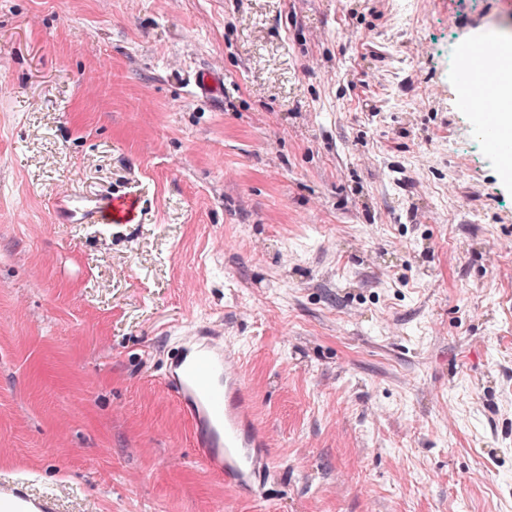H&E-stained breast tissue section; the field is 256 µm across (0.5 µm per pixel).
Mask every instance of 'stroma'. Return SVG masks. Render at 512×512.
<instances>
[{"mask_svg":"<svg viewBox=\"0 0 512 512\" xmlns=\"http://www.w3.org/2000/svg\"><path fill=\"white\" fill-rule=\"evenodd\" d=\"M493 23L512 0H0V478L60 512H512V172L452 51ZM66 190L134 217L59 221ZM211 328L270 436L253 495L163 384Z\"/></svg>","mask_w":512,"mask_h":512,"instance_id":"stroma-1","label":"stroma"}]
</instances>
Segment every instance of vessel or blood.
<instances>
[{"instance_id": "b4317fda", "label": "vessel or blood", "mask_w": 512, "mask_h": 512, "mask_svg": "<svg viewBox=\"0 0 512 512\" xmlns=\"http://www.w3.org/2000/svg\"><path fill=\"white\" fill-rule=\"evenodd\" d=\"M56 208L84 224L124 223L125 200L92 205L75 194L57 197ZM163 383L194 427L197 455L225 483L250 494L271 459L270 441L243 396V366L232 349L215 337H185L171 359ZM0 512H58L52 497L31 492L26 481L0 482Z\"/></svg>"}]
</instances>
